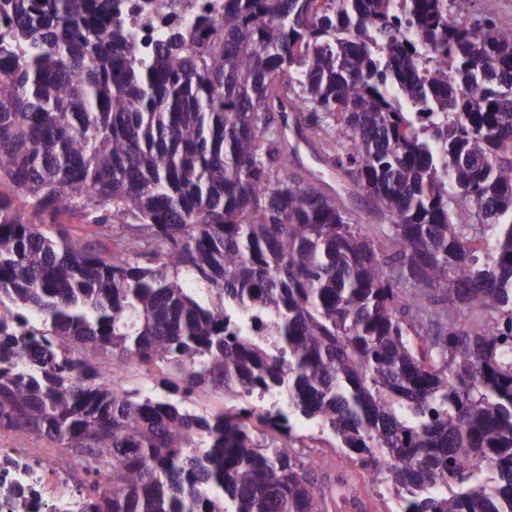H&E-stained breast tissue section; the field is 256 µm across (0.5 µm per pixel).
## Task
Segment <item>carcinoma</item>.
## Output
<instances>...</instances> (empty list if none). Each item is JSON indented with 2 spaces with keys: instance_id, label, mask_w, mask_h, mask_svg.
Instances as JSON below:
<instances>
[{
  "instance_id": "1",
  "label": "carcinoma",
  "mask_w": 512,
  "mask_h": 512,
  "mask_svg": "<svg viewBox=\"0 0 512 512\" xmlns=\"http://www.w3.org/2000/svg\"><path fill=\"white\" fill-rule=\"evenodd\" d=\"M110 2L0 0V430L82 471L55 512H326L294 418L399 512H512V27L473 0H224L143 55ZM291 106L347 134L329 159L390 223L288 176ZM132 366L181 400L123 388Z\"/></svg>"
}]
</instances>
